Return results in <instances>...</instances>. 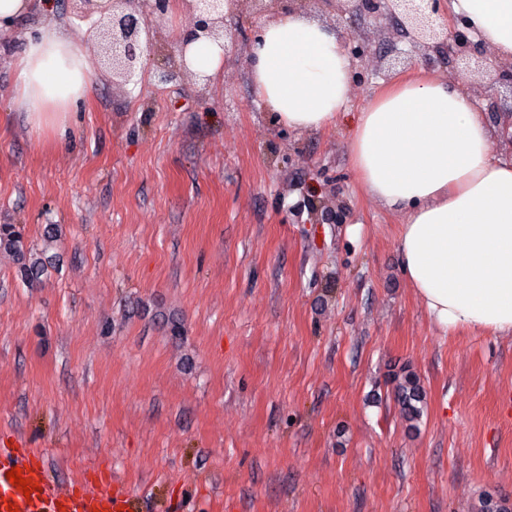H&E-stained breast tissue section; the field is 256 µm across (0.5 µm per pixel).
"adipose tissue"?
Wrapping results in <instances>:
<instances>
[{
	"mask_svg": "<svg viewBox=\"0 0 512 512\" xmlns=\"http://www.w3.org/2000/svg\"><path fill=\"white\" fill-rule=\"evenodd\" d=\"M501 61H512V0H449ZM44 20L14 58L13 99L32 135L64 143L73 107L92 92V59L55 20L51 0H0V41L17 20ZM247 78L277 121L301 132L333 126L352 93V60L336 29L291 12L265 22ZM188 69L214 82L224 42L188 43ZM495 134L472 98L442 77L394 82L359 113L350 152L373 199L406 217L398 244L404 271L443 330L512 335V157L492 152Z\"/></svg>",
	"mask_w": 512,
	"mask_h": 512,
	"instance_id": "1",
	"label": "adipose tissue"
}]
</instances>
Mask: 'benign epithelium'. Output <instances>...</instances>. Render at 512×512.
<instances>
[{
    "mask_svg": "<svg viewBox=\"0 0 512 512\" xmlns=\"http://www.w3.org/2000/svg\"><path fill=\"white\" fill-rule=\"evenodd\" d=\"M322 2L327 6L347 2V12H355L373 19L384 15L396 19L402 36L411 40L426 58L436 56L443 63L464 61L479 55L464 34L448 38V14L442 12L440 0H185V9L191 15L192 26L183 34L178 52L168 56L166 69L160 81H175L187 72L183 55L184 44L201 36L224 38L235 43L233 35L224 27V4L235 6L241 14L254 7L269 19L284 12H306L310 4ZM96 9L100 18L95 25L98 35V53L102 65L112 77L131 78L145 50L158 43L157 31L145 13H136L138 4L152 3L162 12L168 0H81Z\"/></svg>",
    "mask_w": 512,
    "mask_h": 512,
    "instance_id": "benign-epithelium-1",
    "label": "benign epithelium"
}]
</instances>
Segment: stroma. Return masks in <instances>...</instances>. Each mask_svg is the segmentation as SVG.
<instances>
[{"label":"stroma","instance_id":"35a3bbf8","mask_svg":"<svg viewBox=\"0 0 512 512\" xmlns=\"http://www.w3.org/2000/svg\"><path fill=\"white\" fill-rule=\"evenodd\" d=\"M319 20L364 53L353 98L318 133L275 126L242 51L221 81L157 80L188 14L132 81L96 67L60 149L12 107L0 53V224L55 260L28 287L0 255V443L48 449L58 485L112 468L142 512H480L512 506V337L445 333L402 267L403 213L371 199L354 120L388 81L448 78L478 109L512 90L449 67L385 25ZM332 202L339 220L321 202ZM409 366L417 429L388 382Z\"/></svg>","mask_w":512,"mask_h":512}]
</instances>
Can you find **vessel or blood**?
<instances>
[{"label": "vessel or blood", "instance_id": "obj_1", "mask_svg": "<svg viewBox=\"0 0 512 512\" xmlns=\"http://www.w3.org/2000/svg\"><path fill=\"white\" fill-rule=\"evenodd\" d=\"M15 467L23 478L38 482L39 490L28 497L18 491L7 477ZM11 507L16 512H134L136 504L111 472L98 468L62 488L50 477L43 449L0 446V512Z\"/></svg>", "mask_w": 512, "mask_h": 512}]
</instances>
